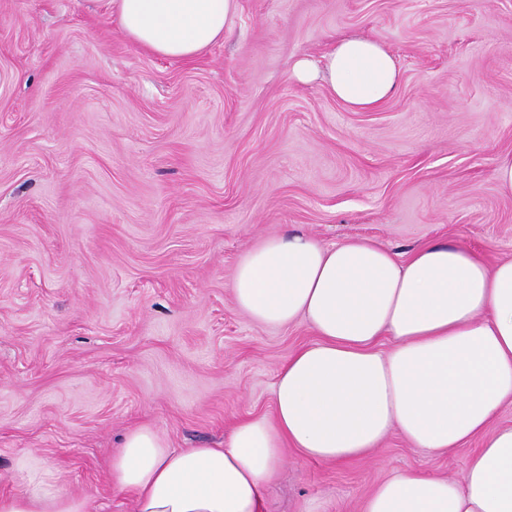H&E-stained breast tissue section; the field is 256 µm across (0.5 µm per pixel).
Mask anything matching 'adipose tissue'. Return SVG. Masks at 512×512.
Listing matches in <instances>:
<instances>
[{"label":"adipose tissue","mask_w":512,"mask_h":512,"mask_svg":"<svg viewBox=\"0 0 512 512\" xmlns=\"http://www.w3.org/2000/svg\"><path fill=\"white\" fill-rule=\"evenodd\" d=\"M104 1L129 40L179 60L223 41L238 9V0ZM293 72L324 78L356 111L382 104L399 78L394 57L359 37ZM230 287L253 322L302 320L315 340L279 368L272 416L238 422L222 447L174 448L155 428L128 431L109 474L135 512H266L286 449L345 463L394 432L437 453L484 443L460 479L392 476L363 512H512V426H493L512 397V259L492 263L448 244L402 259L366 240L326 247L276 235L245 252ZM12 467L23 489L0 492V512H88L44 459L24 453Z\"/></svg>","instance_id":"adipose-tissue-1"}]
</instances>
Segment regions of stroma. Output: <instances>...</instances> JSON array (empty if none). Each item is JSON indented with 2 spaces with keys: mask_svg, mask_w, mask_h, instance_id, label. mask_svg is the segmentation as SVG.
Instances as JSON below:
<instances>
[{
  "mask_svg": "<svg viewBox=\"0 0 512 512\" xmlns=\"http://www.w3.org/2000/svg\"><path fill=\"white\" fill-rule=\"evenodd\" d=\"M365 37L399 66L356 112L292 76ZM512 0H239L191 61L150 54L85 0H0V491L13 457L57 469L89 512H132L109 482L130 428L217 448L273 413L276 373L315 340L236 309L263 238L426 242L512 258ZM393 433L348 464L287 450L269 512H359L383 480L459 478Z\"/></svg>",
  "mask_w": 512,
  "mask_h": 512,
  "instance_id": "35a3bbf8",
  "label": "stroma"
}]
</instances>
